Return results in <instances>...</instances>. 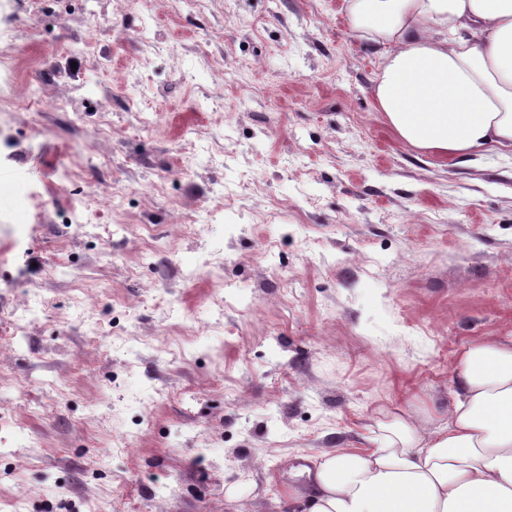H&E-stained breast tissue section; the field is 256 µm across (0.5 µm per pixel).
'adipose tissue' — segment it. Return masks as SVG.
Masks as SVG:
<instances>
[{"label": "adipose tissue", "mask_w": 512, "mask_h": 512, "mask_svg": "<svg viewBox=\"0 0 512 512\" xmlns=\"http://www.w3.org/2000/svg\"><path fill=\"white\" fill-rule=\"evenodd\" d=\"M379 46L374 100L399 143L436 159L512 153V0H347ZM443 426L394 415L373 448L314 456L304 512H512V332L459 351Z\"/></svg>", "instance_id": "ef3b65f1"}]
</instances>
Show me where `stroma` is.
Here are the masks:
<instances>
[{
	"instance_id": "1",
	"label": "stroma",
	"mask_w": 512,
	"mask_h": 512,
	"mask_svg": "<svg viewBox=\"0 0 512 512\" xmlns=\"http://www.w3.org/2000/svg\"><path fill=\"white\" fill-rule=\"evenodd\" d=\"M174 2L112 0L94 39L75 0H0V50L67 70L80 111L0 112V512H289L299 460L393 410L429 433L461 346L512 332V154L403 147L345 0ZM203 41L222 69L186 53ZM105 85L112 164L64 180ZM84 195V223H43ZM221 201L209 234L178 232ZM218 249L223 271L182 277Z\"/></svg>"
}]
</instances>
